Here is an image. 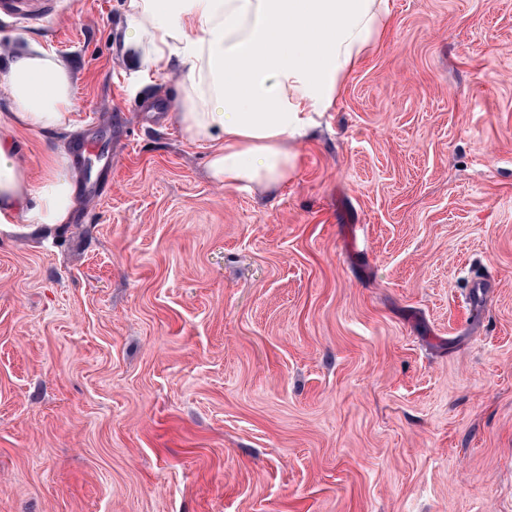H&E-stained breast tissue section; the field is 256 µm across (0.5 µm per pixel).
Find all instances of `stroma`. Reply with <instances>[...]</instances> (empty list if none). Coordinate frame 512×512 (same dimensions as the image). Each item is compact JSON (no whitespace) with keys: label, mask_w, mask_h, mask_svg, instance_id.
<instances>
[{"label":"stroma","mask_w":512,"mask_h":512,"mask_svg":"<svg viewBox=\"0 0 512 512\" xmlns=\"http://www.w3.org/2000/svg\"><path fill=\"white\" fill-rule=\"evenodd\" d=\"M390 7L272 196L155 122L123 0L0 23L74 74L32 182L102 146L0 224V512H512V0Z\"/></svg>","instance_id":"35a3bbf8"}]
</instances>
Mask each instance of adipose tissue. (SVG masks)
Here are the masks:
<instances>
[{
	"label": "adipose tissue",
	"instance_id": "obj_1",
	"mask_svg": "<svg viewBox=\"0 0 512 512\" xmlns=\"http://www.w3.org/2000/svg\"><path fill=\"white\" fill-rule=\"evenodd\" d=\"M124 12V49L141 72L177 75L176 126L206 150L212 181L269 195L392 25L389 0H126ZM0 93L14 108L0 123V224L67 223L76 171L52 165L32 186L13 128L74 131L69 66L35 44L0 50Z\"/></svg>",
	"mask_w": 512,
	"mask_h": 512
}]
</instances>
